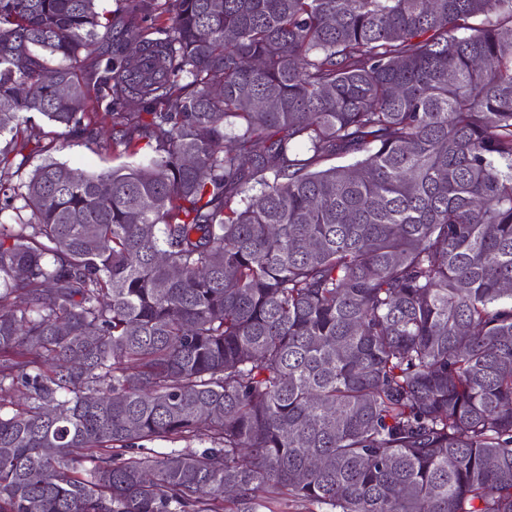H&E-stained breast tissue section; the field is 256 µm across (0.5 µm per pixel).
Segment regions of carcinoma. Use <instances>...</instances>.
<instances>
[{"label":"carcinoma","mask_w":512,"mask_h":512,"mask_svg":"<svg viewBox=\"0 0 512 512\" xmlns=\"http://www.w3.org/2000/svg\"><path fill=\"white\" fill-rule=\"evenodd\" d=\"M119 2L0 0V512H512V0ZM44 130L48 133V139L45 141L54 140L56 146L52 156L74 167L88 171H101L131 161L125 156L105 154L93 143L73 141L67 136L63 127L44 124Z\"/></svg>","instance_id":"cac0c4a2"}]
</instances>
